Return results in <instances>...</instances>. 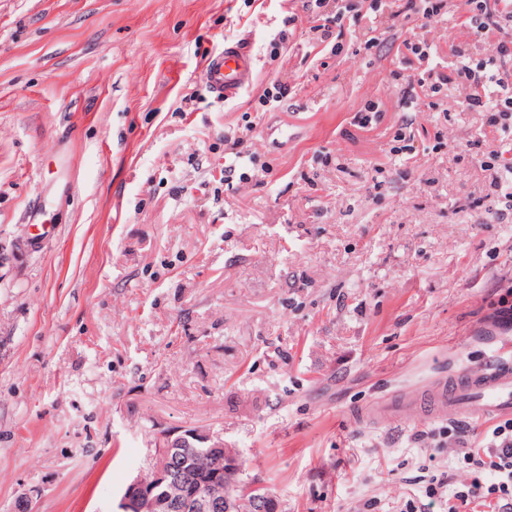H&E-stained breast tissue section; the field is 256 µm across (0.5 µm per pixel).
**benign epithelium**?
Listing matches in <instances>:
<instances>
[{
	"instance_id": "benign-epithelium-1",
	"label": "benign epithelium",
	"mask_w": 512,
	"mask_h": 512,
	"mask_svg": "<svg viewBox=\"0 0 512 512\" xmlns=\"http://www.w3.org/2000/svg\"><path fill=\"white\" fill-rule=\"evenodd\" d=\"M240 458L224 440L197 428L163 435L149 475L134 477L115 512H234L225 467Z\"/></svg>"
}]
</instances>
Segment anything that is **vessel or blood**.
Segmentation results:
<instances>
[{
    "label": "vessel or blood",
    "instance_id": "obj_1",
    "mask_svg": "<svg viewBox=\"0 0 512 512\" xmlns=\"http://www.w3.org/2000/svg\"><path fill=\"white\" fill-rule=\"evenodd\" d=\"M254 61L239 45L225 46L205 67L206 85L215 98L230 97L252 80ZM512 411V365L491 364L464 369L454 384L439 382L430 386L426 397H404L397 403H376L361 411L360 417L387 423L402 417L467 418L480 423Z\"/></svg>",
    "mask_w": 512,
    "mask_h": 512
}]
</instances>
